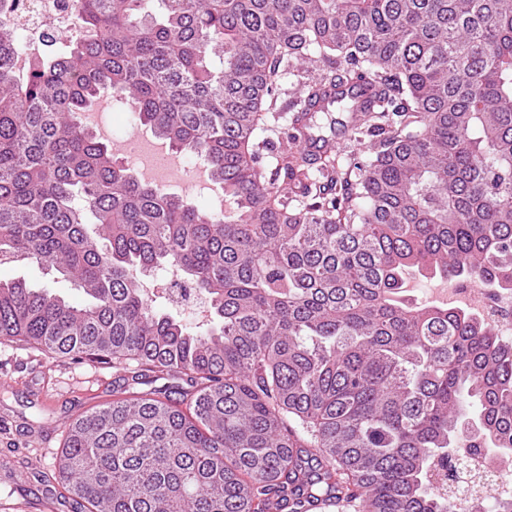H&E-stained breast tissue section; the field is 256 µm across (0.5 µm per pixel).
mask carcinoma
Here are the masks:
<instances>
[{
  "label": "carcinoma",
  "instance_id": "cac0c4a2",
  "mask_svg": "<svg viewBox=\"0 0 512 512\" xmlns=\"http://www.w3.org/2000/svg\"><path fill=\"white\" fill-rule=\"evenodd\" d=\"M150 2L74 0L79 37L23 83L0 27V254L89 297L0 282V340L125 372L68 426L61 504L450 512L448 449L512 460V345L469 309L408 301L406 274L512 292V0ZM295 70L308 98L282 129L269 111ZM364 76L379 103L338 92L323 110L377 134L374 154L298 148L317 99ZM105 90L207 162L233 212L117 165L79 123ZM160 266L218 323L155 310L130 271Z\"/></svg>",
  "mask_w": 512,
  "mask_h": 512
}]
</instances>
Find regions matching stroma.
Here are the masks:
<instances>
[{
    "label": "stroma",
    "instance_id": "1",
    "mask_svg": "<svg viewBox=\"0 0 512 512\" xmlns=\"http://www.w3.org/2000/svg\"><path fill=\"white\" fill-rule=\"evenodd\" d=\"M17 278L75 301L83 298L51 265L0 257V280ZM120 377L108 363L56 359L0 340V459L55 468L68 424L111 401Z\"/></svg>",
    "mask_w": 512,
    "mask_h": 512
}]
</instances>
